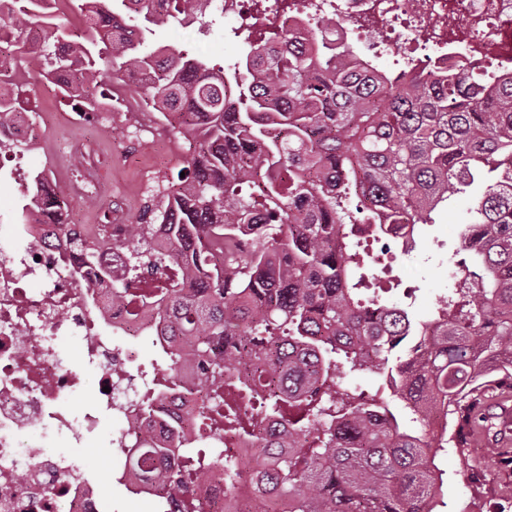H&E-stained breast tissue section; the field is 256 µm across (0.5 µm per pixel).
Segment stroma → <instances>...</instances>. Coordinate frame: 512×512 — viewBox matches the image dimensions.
<instances>
[{"label":"stroma","mask_w":512,"mask_h":512,"mask_svg":"<svg viewBox=\"0 0 512 512\" xmlns=\"http://www.w3.org/2000/svg\"><path fill=\"white\" fill-rule=\"evenodd\" d=\"M118 88L122 103L113 105L110 117L97 122L69 124L71 106L53 90L33 86L22 111L31 115L47 134L39 142L40 163L58 188L76 178L78 171L68 156L69 143L92 145L99 169V191L92 200L69 202L67 221L87 227L104 223L112 203H119L129 218H136L157 182L176 178L188 144L169 125H157L153 135L141 137L130 118L145 97V83L136 73L122 74ZM435 240H423L412 254L399 256L394 273L403 284L391 299L402 302V290L417 287L415 310L431 313L451 281L452 263L436 254ZM120 425L118 415L103 416L97 431L80 445L63 438L50 439L55 452L80 455L102 482L111 479L110 439ZM434 464L442 477L436 512H512V444L504 445L495 429L484 428L466 453L439 449Z\"/></svg>","instance_id":"stroma-1"}]
</instances>
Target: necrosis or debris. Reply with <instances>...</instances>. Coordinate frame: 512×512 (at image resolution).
<instances>
[{
    "instance_id": "obj_1",
    "label": "necrosis or debris",
    "mask_w": 512,
    "mask_h": 512,
    "mask_svg": "<svg viewBox=\"0 0 512 512\" xmlns=\"http://www.w3.org/2000/svg\"><path fill=\"white\" fill-rule=\"evenodd\" d=\"M228 17L240 31L268 27L303 37L340 43L354 38L366 56L397 53L408 66L466 46L471 62L495 57L494 77H512V0H225ZM16 129L0 126V186L27 192L31 167L19 155ZM125 218L114 212L104 224L96 264L80 265L77 253L39 237V225L20 232L0 221V512H101L111 486L138 498L163 502L165 488L135 469L137 440L148 437L162 448L167 466L181 465L187 447L219 448L238 464L252 461L256 448L242 440L198 435L191 420L198 406L194 361L181 371L176 392L159 396L144 409L140 391L153 377L137 368L131 346L157 321L154 307L130 316L116 305L112 286L128 277L123 240ZM83 339L82 357L102 374L94 404L80 417L63 406L78 390V376L57 346L59 337ZM118 412L121 429L112 437L123 464L103 485L76 455L47 452L44 442H22L36 428L83 442L101 413ZM249 472H242L235 494L223 480L202 472L194 497L205 512H223L236 496L250 493Z\"/></svg>"
}]
</instances>
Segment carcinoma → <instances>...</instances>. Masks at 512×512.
Wrapping results in <instances>:
<instances>
[{"label":"carcinoma","mask_w":512,"mask_h":512,"mask_svg":"<svg viewBox=\"0 0 512 512\" xmlns=\"http://www.w3.org/2000/svg\"><path fill=\"white\" fill-rule=\"evenodd\" d=\"M83 20L80 40L64 23H41L18 0L0 40L25 54L38 46L43 69L88 85L99 66L134 70L147 105L189 143L185 177L157 185L136 224L126 226L132 279L171 269L164 288H129L115 299L135 310L153 303L162 329L202 360L198 430L259 439L266 462L254 497L290 512H431L437 449L424 412L454 421L440 435L464 453L486 398L512 390V80L493 84L465 57L453 68L389 74L342 66L336 49L312 52L290 37L274 53L242 42L215 66L199 47L154 50L201 0H69ZM16 74L0 91V125L17 111ZM35 191L15 223H33ZM471 191L452 279L437 312L417 318L364 297L368 265L350 236H382L385 251L416 249L405 224H433L455 193ZM160 235L168 252L153 251ZM150 408L177 385V349L164 353ZM370 371L400 406L345 382ZM283 419L268 437L251 415ZM208 466L234 487V462L186 451L175 472L154 469L173 512H200L177 493Z\"/></svg>","instance_id":"carcinoma-1"}]
</instances>
